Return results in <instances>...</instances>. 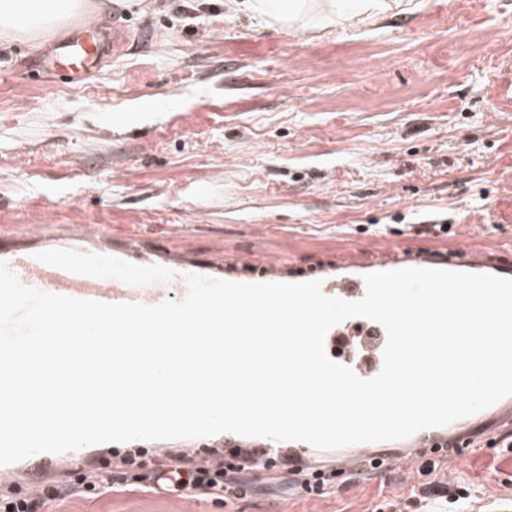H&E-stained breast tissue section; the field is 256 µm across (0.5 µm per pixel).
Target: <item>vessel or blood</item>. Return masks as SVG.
Segmentation results:
<instances>
[{"mask_svg": "<svg viewBox=\"0 0 512 512\" xmlns=\"http://www.w3.org/2000/svg\"><path fill=\"white\" fill-rule=\"evenodd\" d=\"M103 52L100 28L87 22L56 44L50 65L58 77L77 84L96 72ZM109 261L120 267L127 264L128 258L92 249L84 251L82 257H62L48 264L41 252L28 251L14 255L10 268L24 286L106 303L133 302L154 306L168 299L183 300L188 293L186 277L190 269L186 265L171 264L166 274L156 279L131 278L118 282L100 274ZM322 291L331 297L356 301L364 296L365 284L363 279L346 276L323 282ZM386 340V331L379 323L368 319L360 325L349 318L328 331L324 347L335 362L349 366L360 378L370 379L382 369ZM458 428V423L454 422L421 430L405 439L400 448H340L333 452L332 468L352 475L380 461L385 469L396 470L410 463L418 449L426 448L452 475L464 445Z\"/></svg>", "mask_w": 512, "mask_h": 512, "instance_id": "obj_1", "label": "vessel or blood"}]
</instances>
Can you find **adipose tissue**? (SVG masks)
I'll list each match as a JSON object with an SVG mask.
<instances>
[{
  "mask_svg": "<svg viewBox=\"0 0 512 512\" xmlns=\"http://www.w3.org/2000/svg\"><path fill=\"white\" fill-rule=\"evenodd\" d=\"M389 0H237L236 10L294 30L367 23ZM91 0H0V40L40 44L68 22L91 15Z\"/></svg>",
  "mask_w": 512,
  "mask_h": 512,
  "instance_id": "1",
  "label": "adipose tissue"
}]
</instances>
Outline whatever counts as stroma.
Instances as JSON below:
<instances>
[{"mask_svg": "<svg viewBox=\"0 0 512 512\" xmlns=\"http://www.w3.org/2000/svg\"><path fill=\"white\" fill-rule=\"evenodd\" d=\"M119 50L73 86L21 66L55 38L0 45V255L79 256L73 225L130 274L188 262L232 282H302L477 255L512 265V0H397L365 26L288 31L231 0H94ZM448 219L451 236L427 232ZM36 224L47 237L33 236ZM129 444L67 453L68 469L21 468L19 484L118 475ZM469 512L512 503V481L461 460ZM243 495L204 490L71 493L41 512H415L444 486L424 461L408 473L341 476L305 497L286 473H237Z\"/></svg>", "mask_w": 512, "mask_h": 512, "instance_id": "stroma-1", "label": "stroma"}]
</instances>
